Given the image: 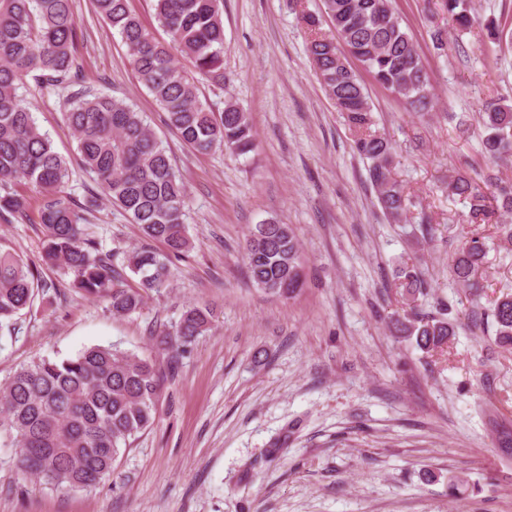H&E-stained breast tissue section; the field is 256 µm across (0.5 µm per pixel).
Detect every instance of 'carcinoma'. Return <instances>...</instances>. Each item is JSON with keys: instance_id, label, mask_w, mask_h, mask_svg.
<instances>
[{"instance_id": "cac0c4a2", "label": "carcinoma", "mask_w": 512, "mask_h": 512, "mask_svg": "<svg viewBox=\"0 0 512 512\" xmlns=\"http://www.w3.org/2000/svg\"><path fill=\"white\" fill-rule=\"evenodd\" d=\"M73 0H0V214L23 215L26 198L1 185L34 187L41 195L39 219L45 230L41 264L73 276L72 287L87 297L110 298L112 313L141 308L144 293L169 285L167 257L190 247L185 226L189 196L181 174L145 115L122 99L94 94L82 81L73 46L78 23ZM155 18L169 40L155 38L129 8V0H93L96 14L112 25L127 47L139 81L167 114L170 130L187 147L208 152L223 146L237 155L254 149L247 113L229 101L214 110L199 97V83L224 87L222 0H152ZM331 32L306 14L308 52L322 87L353 134L356 153L369 161L368 179L382 213L394 222L409 209L410 198L394 177L399 164L390 140L374 129L365 88L347 56L385 89L402 97L412 111L431 112L428 74L412 37L403 29L392 0H323ZM448 23L462 31L479 29L491 42L511 39L508 23L478 21L466 0H443ZM188 60L192 70L178 63ZM33 75L40 88L72 87L64 120L77 154L111 205L143 234L161 242L162 256L135 249L127 268L140 289L118 283L124 268L86 232L95 198L78 205L66 192L70 169L53 148L18 93L23 77ZM481 151L492 164L476 180L466 173L448 176V195L469 202V223L485 224L492 215L512 217V181L495 169L512 167V106L490 102L481 113ZM485 245L474 236L452 258L453 279L472 285L483 263ZM248 277L256 287L288 299L305 284L299 243L288 224H257L246 238ZM406 295L415 298L424 280L415 269L402 271ZM50 288L38 264L0 250V332H18L21 311L33 307ZM210 310L186 309L173 329L151 330L157 350L183 354L208 330ZM398 336L414 338L430 352L448 342V319L414 314L391 321ZM495 343L512 347V294L499 297L491 310ZM159 379L152 361L114 347L93 346L69 358H41L20 367L0 385V440L14 449L18 468L45 484L66 490L89 489L112 475L119 454L154 424Z\"/></svg>"}]
</instances>
